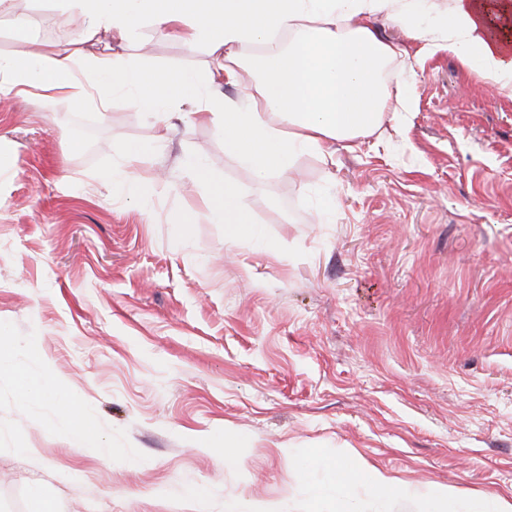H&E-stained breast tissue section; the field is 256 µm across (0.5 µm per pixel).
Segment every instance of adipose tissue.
Masks as SVG:
<instances>
[{
	"instance_id": "adipose-tissue-1",
	"label": "adipose tissue",
	"mask_w": 512,
	"mask_h": 512,
	"mask_svg": "<svg viewBox=\"0 0 512 512\" xmlns=\"http://www.w3.org/2000/svg\"><path fill=\"white\" fill-rule=\"evenodd\" d=\"M56 20L81 15L83 43L96 53L45 45L19 58L0 57V98L32 88L41 97L64 98L107 109L113 95L160 129L182 119L184 104L224 137V151L255 178L291 172L299 156L332 157L351 148L383 122L391 92L383 69L399 55L372 23L385 14L394 23L434 16L449 50L486 72L500 89L512 88V0H56ZM194 49L205 48L204 71H177L123 61L119 49L135 46L144 26ZM261 47L252 60L244 46ZM238 88L237 96L225 87ZM150 145L126 147L106 180L115 195H149L150 178L139 171ZM192 180L207 189V218L223 225L230 242L252 241L257 230L238 188L215 183L206 165L189 158ZM337 488L352 478L379 500L408 495L406 486L381 471L355 472L348 462L330 466ZM424 512H512V506L480 498L460 500L449 486L424 496Z\"/></svg>"
}]
</instances>
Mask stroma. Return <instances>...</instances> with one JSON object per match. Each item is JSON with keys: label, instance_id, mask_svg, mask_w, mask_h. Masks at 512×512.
<instances>
[{"label": "stroma", "instance_id": "1", "mask_svg": "<svg viewBox=\"0 0 512 512\" xmlns=\"http://www.w3.org/2000/svg\"><path fill=\"white\" fill-rule=\"evenodd\" d=\"M30 10L41 40L75 39L51 0H15L0 56L28 52L13 19ZM374 26L400 49L392 73H416L408 112L290 179L257 181L216 126L178 120L141 166L155 194L127 201L102 177L157 130L124 97L0 100V508L34 512L38 484L53 512H328L315 455L512 502V93L415 23ZM142 36L154 65L208 63ZM189 155L237 186L266 251L208 221ZM39 375L111 456L78 448L54 401L23 399Z\"/></svg>", "mask_w": 512, "mask_h": 512}]
</instances>
